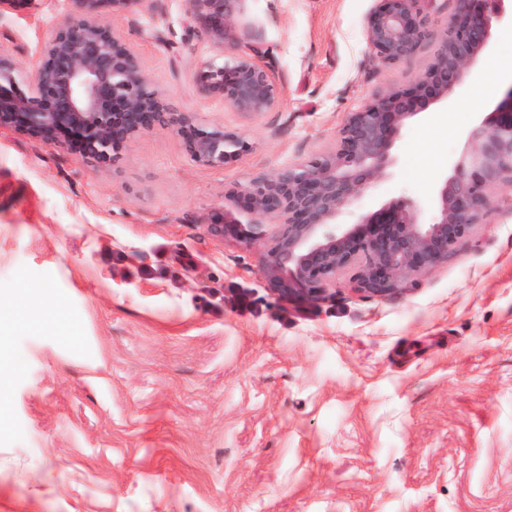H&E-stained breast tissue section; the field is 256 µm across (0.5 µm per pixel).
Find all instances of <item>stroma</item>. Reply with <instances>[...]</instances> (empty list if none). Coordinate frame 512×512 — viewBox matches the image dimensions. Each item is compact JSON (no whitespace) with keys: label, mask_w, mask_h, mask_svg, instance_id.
<instances>
[{"label":"stroma","mask_w":512,"mask_h":512,"mask_svg":"<svg viewBox=\"0 0 512 512\" xmlns=\"http://www.w3.org/2000/svg\"><path fill=\"white\" fill-rule=\"evenodd\" d=\"M377 0H244L233 26L274 66L278 107L198 89L222 61L187 0L103 7L166 101L250 144L199 166L170 130L113 168L0 128V512H512V186L436 269L385 299L336 277L281 300L265 248L207 225L239 184L314 156L349 113L422 73L363 36ZM69 0L0 11V49L34 71ZM457 100L409 120L372 213L433 187L512 86V24Z\"/></svg>","instance_id":"stroma-1"}]
</instances>
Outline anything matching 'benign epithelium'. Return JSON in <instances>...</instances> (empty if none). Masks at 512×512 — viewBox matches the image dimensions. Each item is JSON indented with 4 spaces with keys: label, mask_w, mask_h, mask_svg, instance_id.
I'll list each match as a JSON object with an SVG mask.
<instances>
[{
    "label": "benign epithelium",
    "mask_w": 512,
    "mask_h": 512,
    "mask_svg": "<svg viewBox=\"0 0 512 512\" xmlns=\"http://www.w3.org/2000/svg\"><path fill=\"white\" fill-rule=\"evenodd\" d=\"M135 2L70 0L74 18L53 31L31 75L0 50V127L53 147L77 141L85 158L109 166L119 162L132 139L154 127L177 135L200 166H222L248 151L249 143L224 124L170 108L137 53L98 22L101 7L119 12ZM242 2L190 0L191 14L224 50ZM426 2L433 0H379L365 25L368 45L386 63H407L435 44L425 70L350 113L333 147L239 185L232 197L250 215L248 223L226 212L207 224L216 239L266 244L262 274L276 296L318 304L348 268L355 269L348 281L351 294L392 296L411 276L447 261L471 235L494 205V184L512 186L511 87L493 118L469 131V148L438 184L428 221L414 200L404 198L353 224L342 223L371 183L393 167L392 148L407 121L457 92L485 54L493 25L507 17L508 0H456L455 12L441 23ZM197 83L205 96L248 116L280 102L273 66L256 44L219 64L205 63Z\"/></svg>",
    "instance_id": "1"
}]
</instances>
